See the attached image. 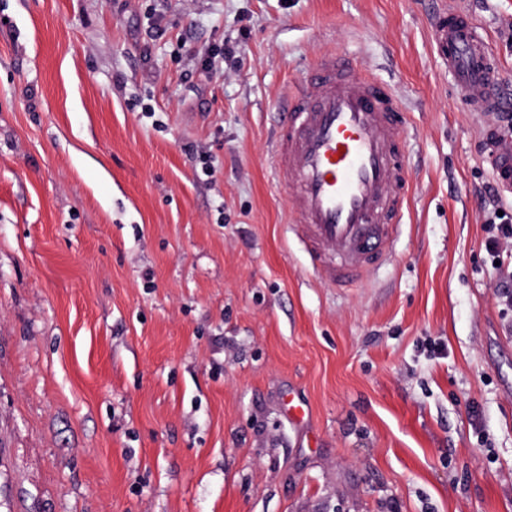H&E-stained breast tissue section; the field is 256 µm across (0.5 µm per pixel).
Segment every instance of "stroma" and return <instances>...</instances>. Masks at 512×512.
<instances>
[{"mask_svg":"<svg viewBox=\"0 0 512 512\" xmlns=\"http://www.w3.org/2000/svg\"><path fill=\"white\" fill-rule=\"evenodd\" d=\"M454 2L512 80V0ZM433 9L0 0V512H512V254ZM329 52L408 118L392 257L338 288L269 164ZM498 210H502L501 208H496L493 212L494 218H490L489 223V232L493 233L486 242V247L489 253H492V256L499 255L502 251H508L512 248V217L507 216V214L502 210L503 216H498ZM496 220H500V222L496 223Z\"/></svg>","mask_w":512,"mask_h":512,"instance_id":"1","label":"stroma"}]
</instances>
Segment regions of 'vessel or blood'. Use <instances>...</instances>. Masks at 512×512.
Returning <instances> with one entry per match:
<instances>
[{
	"label": "vessel or blood",
	"instance_id": "vessel-or-blood-1",
	"mask_svg": "<svg viewBox=\"0 0 512 512\" xmlns=\"http://www.w3.org/2000/svg\"><path fill=\"white\" fill-rule=\"evenodd\" d=\"M432 38L462 104L490 117L484 149L499 192H512V129L498 120L504 82L476 20L449 6L436 12ZM278 116L270 163L289 176L288 224L320 277L358 281L388 258L407 210L401 101L349 55L331 54L282 99Z\"/></svg>",
	"mask_w": 512,
	"mask_h": 512
}]
</instances>
